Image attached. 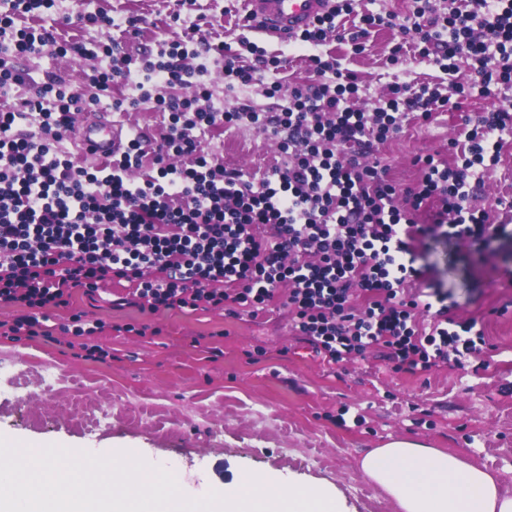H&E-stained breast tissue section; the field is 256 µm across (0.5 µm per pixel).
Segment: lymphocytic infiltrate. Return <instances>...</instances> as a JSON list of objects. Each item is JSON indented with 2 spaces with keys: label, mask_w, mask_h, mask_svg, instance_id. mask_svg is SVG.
<instances>
[{
  "label": "lymphocytic infiltrate",
  "mask_w": 512,
  "mask_h": 512,
  "mask_svg": "<svg viewBox=\"0 0 512 512\" xmlns=\"http://www.w3.org/2000/svg\"><path fill=\"white\" fill-rule=\"evenodd\" d=\"M53 3L11 0L0 11L1 94L25 82L17 58L66 54L54 28L15 23ZM358 6L336 0L301 42L321 45L344 14L358 15L363 35L397 23L416 34L419 61L451 75L467 62V87L484 96L512 89V0H466L441 13L430 0H412L401 20ZM97 51L103 65L95 95L50 76L17 106L0 109V303L22 310L0 321V338L40 336L37 310L68 306L73 288L92 295L123 280L132 291L117 306L151 313L202 308L254 318L281 300L296 335L335 365L375 351L393 373L426 376L487 346L476 320L449 317L445 296L409 284L422 277L417 241L441 235L487 247L512 238L474 204L483 168L498 163L503 137L512 135L511 106L477 117L455 164L416 157L421 177L403 187L364 156L410 120L446 107L438 88L395 85L367 112L354 106L356 77L315 55L312 80L286 91L271 83L269 94L285 95L277 111L227 110L188 64L186 41L160 43L156 54L140 57L117 55L109 44ZM129 82L138 97L113 98V86ZM163 86L181 92L160 94ZM105 98L116 110L153 102L165 130L155 147L135 134L121 156L87 168L59 143L74 113ZM31 123L37 134L20 133ZM241 126L277 136L284 165L256 180L214 162L201 135ZM139 169L144 178L130 179ZM434 202L431 223H418Z\"/></svg>",
  "instance_id": "obj_1"
}]
</instances>
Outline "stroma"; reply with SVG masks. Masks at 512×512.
<instances>
[{"label":"stroma","mask_w":512,"mask_h":512,"mask_svg":"<svg viewBox=\"0 0 512 512\" xmlns=\"http://www.w3.org/2000/svg\"><path fill=\"white\" fill-rule=\"evenodd\" d=\"M101 11L112 16L114 27L91 23V15ZM62 14L77 21L56 27L59 40L85 45L120 37L124 21L139 18V35L124 45L135 57L155 50L158 41L194 32L192 64L214 101L228 110L242 103L274 110L280 100L267 95V82L308 79L315 53L358 78L365 94L355 105L363 110L373 109L397 83L442 84L451 107L427 122L409 123L370 153L402 185L419 175L416 156L431 153L455 161L448 144L458 138L465 119L498 103L476 93L457 95L446 74L414 57L390 65L392 48L403 40L398 29H375L355 48L349 17L340 23V37L317 47L246 32L241 0H196L181 8L176 0H58L53 11L22 23L55 27ZM244 39L283 66L263 81L229 91L213 45L221 40L236 50ZM16 65L32 81L57 75L89 94L100 62L69 53L22 57ZM203 145L225 166L249 174L264 173L281 159L276 141L249 127L205 136ZM476 204L488 208L495 223L512 213V139L505 140L499 164L485 173ZM416 253L421 286L446 294L451 315L476 319L484 329L491 344L488 367L470 360L438 369L424 382L392 374L372 354L329 366L292 335L286 310L275 303L254 319L178 309L150 315L134 306L112 307L111 296L122 292L121 284L95 299L77 288L68 306L49 310L43 322L58 341L0 339V435L100 455L128 451L154 466L172 462L181 491L191 498L223 491L243 472L284 481L311 477L337 488L351 512H399L395 501L362 475L359 462L370 449L409 439L487 470L501 493L512 497V244H496L494 252L481 256L468 244L438 236L418 244ZM80 312L105 322L96 342L109 351L106 361L77 359L68 349L70 337L60 327ZM126 324L146 325L157 334L126 333ZM259 346L265 355L251 361L249 352ZM344 406L349 412L342 417L338 411Z\"/></svg>","instance_id":"35a3bbf8"}]
</instances>
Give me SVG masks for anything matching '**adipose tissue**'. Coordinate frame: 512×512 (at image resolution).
Segmentation results:
<instances>
[{
  "mask_svg": "<svg viewBox=\"0 0 512 512\" xmlns=\"http://www.w3.org/2000/svg\"><path fill=\"white\" fill-rule=\"evenodd\" d=\"M360 467L400 512H512V498L490 473L419 442H388L368 451Z\"/></svg>",
  "mask_w": 512,
  "mask_h": 512,
  "instance_id": "adipose-tissue-1",
  "label": "adipose tissue"
}]
</instances>
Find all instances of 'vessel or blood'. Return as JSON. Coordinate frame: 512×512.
I'll use <instances>...</instances> for the list:
<instances>
[{"label": "vessel or blood", "instance_id": "vessel-or-blood-1", "mask_svg": "<svg viewBox=\"0 0 512 512\" xmlns=\"http://www.w3.org/2000/svg\"><path fill=\"white\" fill-rule=\"evenodd\" d=\"M244 23L259 32L291 39L327 15L333 0H243ZM73 140L96 158L122 154V134L105 115L91 114L74 129Z\"/></svg>", "mask_w": 512, "mask_h": 512}]
</instances>
